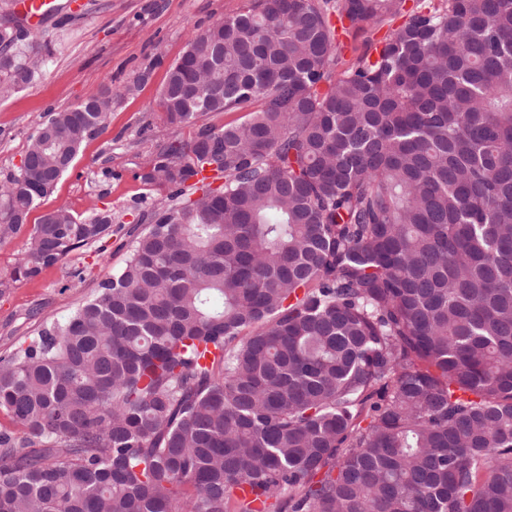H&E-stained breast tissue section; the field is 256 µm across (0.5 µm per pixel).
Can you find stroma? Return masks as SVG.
<instances>
[{
  "label": "stroma",
  "instance_id": "obj_1",
  "mask_svg": "<svg viewBox=\"0 0 512 512\" xmlns=\"http://www.w3.org/2000/svg\"><path fill=\"white\" fill-rule=\"evenodd\" d=\"M31 29L18 43L21 56L39 55L33 79L11 98L0 99V182L15 173L50 113L81 102L101 88L118 91L107 129L88 139L73 166L28 218L64 205L77 217L93 208L112 212L101 244L88 245L35 278L15 282L11 273L26 251L28 232L0 243V356L37 336L45 318H67L93 298L100 283L124 265L133 239L163 193L139 175L157 145L192 138L199 126L222 128L241 121L238 112H214L200 124L170 127L160 92L172 63L190 36L216 18L242 9L247 0H79Z\"/></svg>",
  "mask_w": 512,
  "mask_h": 512
}]
</instances>
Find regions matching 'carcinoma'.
<instances>
[{
    "mask_svg": "<svg viewBox=\"0 0 512 512\" xmlns=\"http://www.w3.org/2000/svg\"><path fill=\"white\" fill-rule=\"evenodd\" d=\"M405 2L250 0L189 39L168 123L243 120L163 143L119 273L0 356V512H512V0ZM333 10L407 18L346 60ZM26 36L0 28L3 97ZM103 95L41 124L0 240ZM111 227L44 213L13 280Z\"/></svg>",
    "mask_w": 512,
    "mask_h": 512,
    "instance_id": "carcinoma-1",
    "label": "carcinoma"
}]
</instances>
